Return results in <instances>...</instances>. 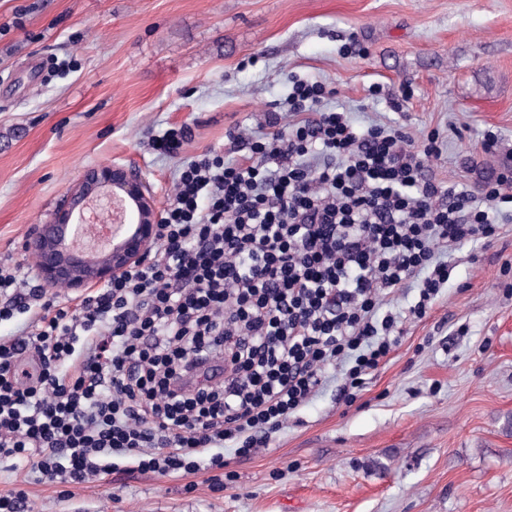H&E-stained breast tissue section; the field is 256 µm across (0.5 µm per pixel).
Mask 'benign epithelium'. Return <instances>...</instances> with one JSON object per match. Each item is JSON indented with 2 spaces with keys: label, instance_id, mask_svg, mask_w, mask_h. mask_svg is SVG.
Returning a JSON list of instances; mask_svg holds the SVG:
<instances>
[{
  "label": "benign epithelium",
  "instance_id": "benign-epithelium-1",
  "mask_svg": "<svg viewBox=\"0 0 512 512\" xmlns=\"http://www.w3.org/2000/svg\"><path fill=\"white\" fill-rule=\"evenodd\" d=\"M121 203L126 219L99 250L73 246L80 225L95 224ZM162 220L151 186L137 171L119 166L86 170L66 192L46 224L31 226L27 261L42 283L71 289L99 286L151 261L161 247Z\"/></svg>",
  "mask_w": 512,
  "mask_h": 512
}]
</instances>
